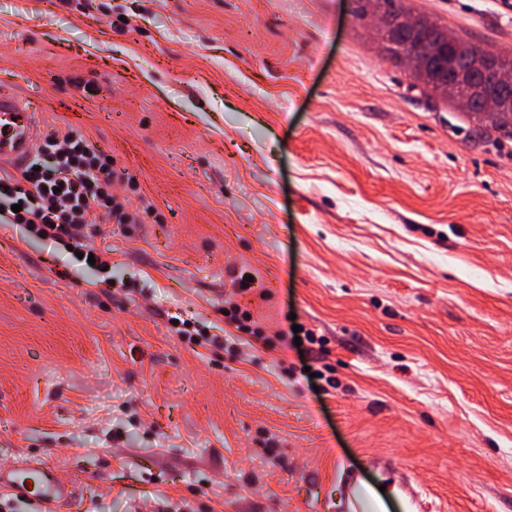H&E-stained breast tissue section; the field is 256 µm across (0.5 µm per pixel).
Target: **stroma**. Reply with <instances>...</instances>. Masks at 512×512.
<instances>
[{
  "label": "stroma",
  "mask_w": 512,
  "mask_h": 512,
  "mask_svg": "<svg viewBox=\"0 0 512 512\" xmlns=\"http://www.w3.org/2000/svg\"><path fill=\"white\" fill-rule=\"evenodd\" d=\"M403 5L512 55V0ZM385 46L367 0H0V89L141 214L85 259L0 223V467L53 468L59 512H346L406 477L389 512H512V137ZM232 302L273 347L189 341Z\"/></svg>",
  "instance_id": "obj_1"
}]
</instances>
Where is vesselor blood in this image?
<instances>
[{
    "label": "vessel or blood",
    "mask_w": 512,
    "mask_h": 512,
    "mask_svg": "<svg viewBox=\"0 0 512 512\" xmlns=\"http://www.w3.org/2000/svg\"><path fill=\"white\" fill-rule=\"evenodd\" d=\"M39 131L36 108L24 105L16 97L0 94V164L23 169ZM0 491L26 494L35 492L47 508H54L71 497L72 491L59 482L51 469L34 471L25 465L0 468Z\"/></svg>",
    "instance_id": "b4317fda"
}]
</instances>
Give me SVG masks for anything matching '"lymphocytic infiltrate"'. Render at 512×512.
Here are the masks:
<instances>
[{
	"label": "lymphocytic infiltrate",
	"instance_id": "obj_1",
	"mask_svg": "<svg viewBox=\"0 0 512 512\" xmlns=\"http://www.w3.org/2000/svg\"><path fill=\"white\" fill-rule=\"evenodd\" d=\"M43 149L47 159L40 169L24 168L0 192V213L19 205L14 223L41 225L44 235L67 237L77 248L98 222L136 223L135 214L114 202L117 174L95 141L70 129L51 134Z\"/></svg>",
	"mask_w": 512,
	"mask_h": 512
}]
</instances>
